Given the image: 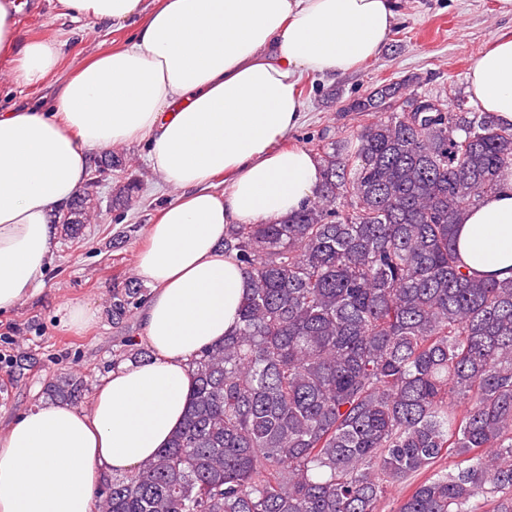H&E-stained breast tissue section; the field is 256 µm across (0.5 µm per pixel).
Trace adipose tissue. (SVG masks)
Instances as JSON below:
<instances>
[{
    "label": "adipose tissue",
    "instance_id": "obj_1",
    "mask_svg": "<svg viewBox=\"0 0 512 512\" xmlns=\"http://www.w3.org/2000/svg\"><path fill=\"white\" fill-rule=\"evenodd\" d=\"M59 16L118 31L124 44L73 67L48 105L0 110V314L42 283L57 209L83 186L92 150L143 141L179 194L146 229L136 273L147 360L118 366L89 409L37 404L0 430V512H94L104 476L139 468L183 421L189 362L231 333L250 282L225 259L230 224L283 220L321 180L314 154L284 139L301 119L305 73L342 75L375 59L397 0H54ZM15 0H0V61L36 87L62 66L61 44L21 38ZM467 92L512 125V37L471 63ZM227 188H213L216 178ZM462 261L512 278V172L457 227Z\"/></svg>",
    "mask_w": 512,
    "mask_h": 512
}]
</instances>
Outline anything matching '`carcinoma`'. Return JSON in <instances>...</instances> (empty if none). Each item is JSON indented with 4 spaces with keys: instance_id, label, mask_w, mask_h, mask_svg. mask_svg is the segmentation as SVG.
<instances>
[{
    "instance_id": "carcinoma-1",
    "label": "carcinoma",
    "mask_w": 512,
    "mask_h": 512,
    "mask_svg": "<svg viewBox=\"0 0 512 512\" xmlns=\"http://www.w3.org/2000/svg\"><path fill=\"white\" fill-rule=\"evenodd\" d=\"M440 112L369 109L317 145L323 180L278 224H232L251 280L200 350L183 424L99 512H512V278L460 259L455 228L512 168V126L443 89ZM128 278L112 319L138 304ZM55 395L79 401L67 374ZM453 452L465 466L437 467Z\"/></svg>"
}]
</instances>
